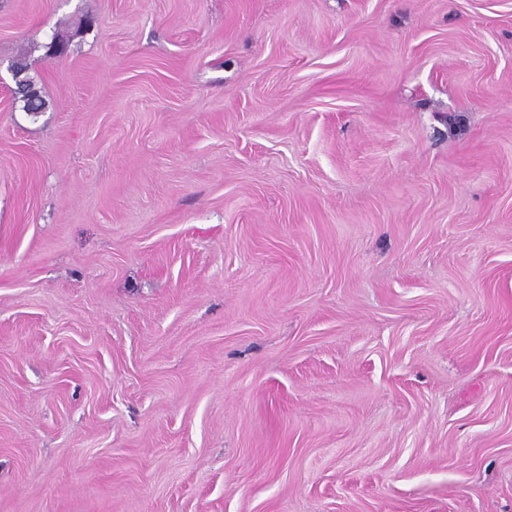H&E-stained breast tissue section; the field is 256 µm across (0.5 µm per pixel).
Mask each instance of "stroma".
Returning a JSON list of instances; mask_svg holds the SVG:
<instances>
[{
  "label": "stroma",
  "instance_id": "1",
  "mask_svg": "<svg viewBox=\"0 0 512 512\" xmlns=\"http://www.w3.org/2000/svg\"><path fill=\"white\" fill-rule=\"evenodd\" d=\"M0 512H512V0H0ZM13 68L17 94L21 97L24 111L41 112L45 103L39 92L34 88L35 84L32 78L28 75V64L25 62H16Z\"/></svg>",
  "mask_w": 512,
  "mask_h": 512
}]
</instances>
